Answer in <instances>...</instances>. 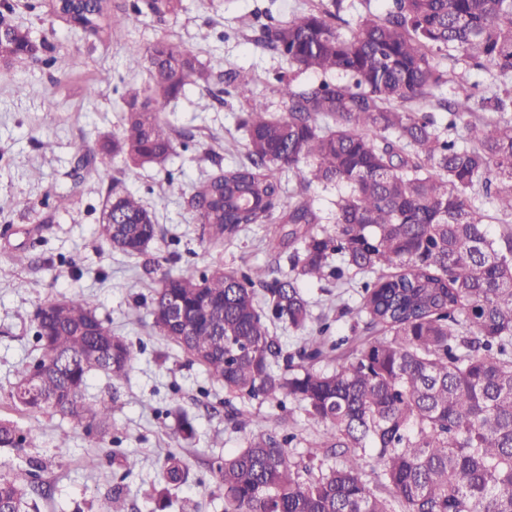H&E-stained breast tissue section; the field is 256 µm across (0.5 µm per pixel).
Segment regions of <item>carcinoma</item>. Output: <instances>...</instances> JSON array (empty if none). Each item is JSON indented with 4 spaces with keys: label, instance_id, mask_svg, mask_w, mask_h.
I'll return each instance as SVG.
<instances>
[{
    "label": "carcinoma",
    "instance_id": "1",
    "mask_svg": "<svg viewBox=\"0 0 512 512\" xmlns=\"http://www.w3.org/2000/svg\"><path fill=\"white\" fill-rule=\"evenodd\" d=\"M106 2L49 6L74 28L110 37ZM341 4L319 0L268 30L291 65L321 75L302 87L280 80L287 115L268 111L252 78L228 75L247 106L246 160L201 182L191 198L218 239L263 224L269 241L298 244L290 273L270 284L257 271L222 265L166 273L150 315L224 387V416L235 430L253 423L235 399L281 409L297 401L323 424L307 462L290 451L297 435L286 417L219 459L224 512H512V232L489 237L482 211L486 198L512 217V119L469 120L512 112V0H390L384 14L360 16L349 38L334 25ZM4 11L0 63L38 53L41 45ZM438 54L491 74L498 90L475 81L454 99L437 97L449 82ZM127 68L146 69L149 82L128 93L122 132L104 149L123 158L132 178L175 152L162 114L211 73L167 40L130 57ZM433 105L441 115L427 111ZM317 184L336 187L331 232L315 229L322 218L308 191ZM113 207L127 223L113 225L108 239L142 254L158 233L154 216L131 194L108 193L102 216ZM322 279L359 296L340 315L356 317L367 336L342 359L336 352L347 339L329 340L326 318L309 326L299 287ZM176 300L186 325L167 317ZM37 315L41 356L19 373L9 398L86 430L108 426L112 405L86 398L88 380L102 373L122 383L137 351L110 331L89 330L103 326L90 297L47 302ZM276 321L305 333L295 351L270 332ZM332 357L333 371L313 368ZM37 441L0 418V450L20 454ZM40 469L28 457L0 473V512H22ZM164 470L169 485L188 478L176 456Z\"/></svg>",
    "mask_w": 512,
    "mask_h": 512
}]
</instances>
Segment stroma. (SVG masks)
Masks as SVG:
<instances>
[{
    "label": "stroma",
    "instance_id": "stroma-1",
    "mask_svg": "<svg viewBox=\"0 0 512 512\" xmlns=\"http://www.w3.org/2000/svg\"><path fill=\"white\" fill-rule=\"evenodd\" d=\"M12 2L15 24L34 40L55 45L57 55L78 60L65 72L27 60L0 68V417L40 435L31 451L42 462L45 490L35 500L37 512H107L117 485L127 512H157L150 494L162 486L164 459L172 453L187 464L191 478L175 490L177 504L168 512H224L213 461L283 416L298 436L294 453L304 459L323 426L293 401L283 409L248 402L252 425L244 433L233 429L224 418L223 388L154 330L149 307L162 274L187 267L251 268L268 281L288 275L291 247L270 249L260 224L213 244L191 196L200 182L245 158L246 106L225 83V73L252 77L255 94L278 116L286 112L278 77L315 82L314 74L298 71L268 44L265 31L318 0H181L176 12L162 17L143 11L137 25L110 38L73 30L47 7L31 11L26 0ZM160 39L196 56L212 78L205 86H187L164 112L176 152L128 178L122 159L102 154L99 143L120 135L124 96L147 81L146 70L127 69V59ZM105 72L109 81L95 83ZM21 83L28 86L23 95L16 92ZM46 140L52 149H42ZM169 177L180 192L162 194L159 185ZM112 189L140 197L155 216L158 234L143 255L126 256L101 234L100 211ZM60 196L69 198L67 208H57ZM19 250L28 260L16 267L9 257ZM74 296L93 298L98 318L138 352L120 386L102 374L88 382V397L116 400L106 436L57 416L22 411L9 398L17 370L40 355L37 308ZM179 412L192 419L193 440L177 433ZM116 446L138 459L130 476L112 461ZM90 455L99 458L96 468L85 465Z\"/></svg>",
    "mask_w": 512,
    "mask_h": 512
}]
</instances>
